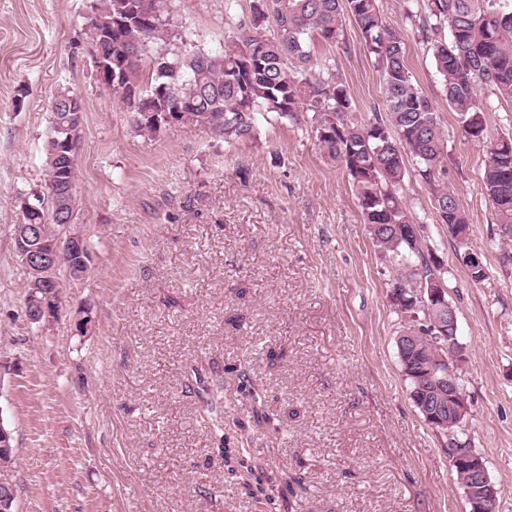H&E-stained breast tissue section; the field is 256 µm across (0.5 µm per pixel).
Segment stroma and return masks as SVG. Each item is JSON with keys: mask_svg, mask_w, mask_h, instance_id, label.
I'll list each match as a JSON object with an SVG mask.
<instances>
[{"mask_svg": "<svg viewBox=\"0 0 512 512\" xmlns=\"http://www.w3.org/2000/svg\"><path fill=\"white\" fill-rule=\"evenodd\" d=\"M171 0L174 50H221L229 18L252 0ZM87 0H0V422L12 432L15 512H259L210 453L192 367L224 377L232 447L277 481L303 476L292 512H468L446 439L414 407L396 340L397 272L378 252L351 181L319 149L309 113L225 142L188 125L135 132L133 114L97 80L81 30ZM408 65L447 137L443 178L470 225L487 277L472 281L437 218L431 188L407 173L399 192L441 263L464 348L457 364L473 448L512 512V239L482 176L491 139L512 136V104L478 88L487 138L451 110L426 46ZM333 58L357 116L385 114L380 74L346 20ZM84 104L75 228L91 253L64 283L48 327L31 323L28 273L13 249L18 197L44 178L50 104ZM286 355L270 360L269 352ZM246 366L265 401L298 409L250 426Z\"/></svg>", "mask_w": 512, "mask_h": 512, "instance_id": "stroma-1", "label": "stroma"}]
</instances>
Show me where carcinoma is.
Wrapping results in <instances>:
<instances>
[{"label": "carcinoma", "instance_id": "1", "mask_svg": "<svg viewBox=\"0 0 512 512\" xmlns=\"http://www.w3.org/2000/svg\"><path fill=\"white\" fill-rule=\"evenodd\" d=\"M95 22L85 26L91 48L100 46L99 31L112 29V57L125 62L124 77L112 85L132 106L135 130L155 134L164 125H191L224 135L251 138L268 114L291 120L298 112L311 113L318 145L351 177L373 243L399 268L392 292L402 320L421 313L428 322L448 320V312L425 307L418 289L446 288L438 259L424 252L420 233L403 228L414 219L398 194L406 176L405 157L434 194L443 224L468 225L456 198L442 185L440 175L448 156L447 139L431 101L419 89L408 67L405 31L391 24L379 0H259L250 19L237 24L219 53L196 50L160 51L152 59L146 93L136 82L137 67L151 46L176 38L168 28V0H87ZM406 19L426 43L442 78L448 105L466 131L482 137L487 125L477 98L481 85L490 86L500 100L512 103V0H405ZM357 23L367 53L380 72L388 117L366 119L355 114L349 87L336 69V60L313 63L314 45L342 43L345 16ZM73 93L60 91L51 103L44 145L45 174L37 194L49 210L72 216L78 206L76 168L60 178L66 159L65 138L78 140L84 109L72 107ZM483 182L497 219L512 237V137L491 141ZM23 221L43 225L48 240L59 226L41 213H23ZM414 337L402 352L401 370L407 390L419 389L422 399L433 390L428 377L434 358H448L442 340L430 329L406 326ZM191 381L203 402L207 422L216 430L211 453L222 458L224 472L240 479L244 494L266 501L272 512H290L291 500L303 489L302 478L291 477L286 492L255 473L248 451L226 447L224 384L204 385L198 370Z\"/></svg>", "mask_w": 512, "mask_h": 512}]
</instances>
